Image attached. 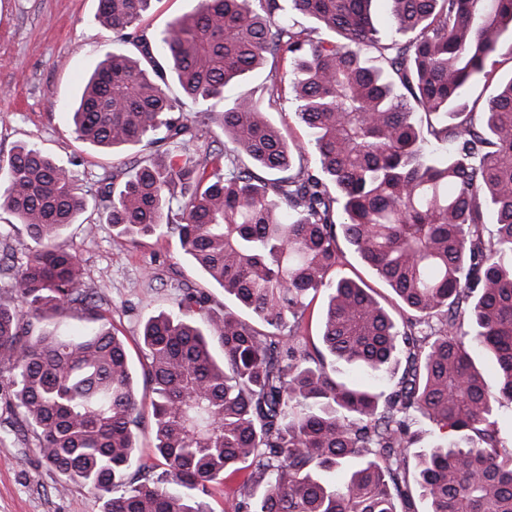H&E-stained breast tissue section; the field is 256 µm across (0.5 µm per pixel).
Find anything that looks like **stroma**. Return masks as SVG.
<instances>
[{
  "label": "stroma",
  "mask_w": 512,
  "mask_h": 512,
  "mask_svg": "<svg viewBox=\"0 0 512 512\" xmlns=\"http://www.w3.org/2000/svg\"><path fill=\"white\" fill-rule=\"evenodd\" d=\"M97 10L98 0H0V158L27 144L75 169L85 207L65 241L137 368L145 321L169 311L180 287L207 294L216 315L224 312V290L204 278L176 238L154 235L132 243L106 220L99 176L121 172L125 163L152 149L142 143L105 151L74 132L69 106L88 73L113 48ZM337 272L361 281L397 313L392 290L356 255L346 253ZM103 505L101 494L64 481L47 466L33 438L10 435L0 444V512H103Z\"/></svg>",
  "instance_id": "1"
}]
</instances>
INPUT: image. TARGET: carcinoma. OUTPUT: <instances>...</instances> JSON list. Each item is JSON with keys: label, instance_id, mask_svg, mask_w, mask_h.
Listing matches in <instances>:
<instances>
[{"label": "carcinoma", "instance_id": "obj_1", "mask_svg": "<svg viewBox=\"0 0 512 512\" xmlns=\"http://www.w3.org/2000/svg\"><path fill=\"white\" fill-rule=\"evenodd\" d=\"M373 2L199 0L149 36L137 22L150 0H99L112 42L140 57L105 54L74 131L165 154L113 191L99 178L108 223L132 242L177 237L249 315L209 314L186 289L177 312L144 325L142 393L63 240L84 208L75 174L28 145L0 162V209L36 244L12 278L20 305L0 304V377L46 464L106 497L104 512H210L208 487L228 472L243 474L234 512H415L417 497L429 512H512L498 421L512 404V78H496L512 0H385V33ZM268 58L262 98L224 101ZM171 80L224 143L195 147L203 130L179 114ZM477 82L494 93L476 119ZM287 88L311 162L267 119ZM342 242L405 318L329 277ZM320 294L311 351L303 331ZM67 309L84 311L83 330L45 323ZM477 349L495 360L494 387ZM340 363L370 384L342 380ZM146 399L157 478L136 445Z\"/></svg>", "mask_w": 512, "mask_h": 512}]
</instances>
